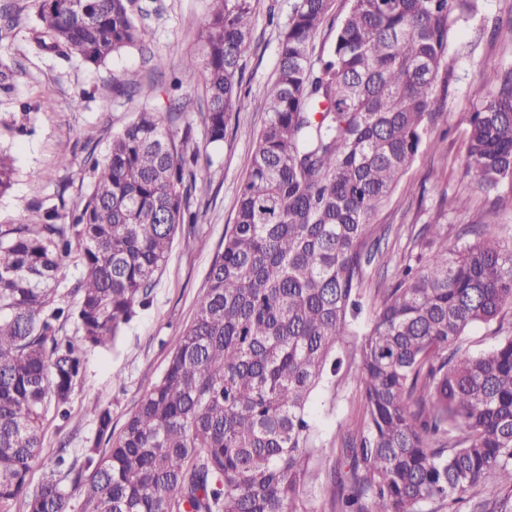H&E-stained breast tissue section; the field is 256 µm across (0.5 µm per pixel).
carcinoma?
Segmentation results:
<instances>
[{
    "label": "carcinoma",
    "instance_id": "obj_1",
    "mask_svg": "<svg viewBox=\"0 0 512 512\" xmlns=\"http://www.w3.org/2000/svg\"><path fill=\"white\" fill-rule=\"evenodd\" d=\"M38 50L101 65L147 31L131 0H35ZM200 38L207 144L224 142L241 98L256 0H210ZM334 0H294L266 120L253 137L234 224L224 232L162 378L119 434L94 409L82 461L43 456L48 415L69 416L84 355L107 349L149 303L178 229L192 228L199 152L179 116L145 109L90 156L91 189L67 214L0 227V512H512V334L472 353L464 336L512 310V246L490 224L448 246L425 224L394 279L364 308L373 216L448 107V47L479 0H350L315 39ZM127 92L138 75L111 76ZM468 120L465 168L492 191L512 182V72ZM15 169L0 152V195ZM70 288L59 272L74 252ZM72 322L79 337L62 334ZM358 363L359 426L337 448L310 411ZM44 468L29 488L35 463ZM69 480L72 490L62 484Z\"/></svg>",
    "mask_w": 512,
    "mask_h": 512
}]
</instances>
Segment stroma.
Instances as JSON below:
<instances>
[{"label":"stroma","instance_id":"1","mask_svg":"<svg viewBox=\"0 0 512 512\" xmlns=\"http://www.w3.org/2000/svg\"><path fill=\"white\" fill-rule=\"evenodd\" d=\"M293 0H256L253 49L243 65L241 104L231 112L223 145L207 144L200 114L205 109L198 68L203 43L199 31L208 0H133L136 22L148 35L95 67L36 51L31 41L34 0H0V66L12 73L10 89H0V149L14 159L10 191L0 196V225L35 224L45 208L66 213L90 190L88 153L105 158L114 133L143 108L180 112L194 126L193 145L201 159L194 203L200 211L197 234L205 248L177 239L156 276L147 307L117 337L112 350L91 351L75 387L68 420H49L44 450L66 447L68 459L81 458L97 435L94 409L112 410V427L121 431L140 396L164 374L176 339L193 318L210 265L221 248L227 224L233 223L238 189L250 165L252 134L266 119L265 91L276 75L279 43ZM512 22V0H480L476 23L463 26L448 49L455 80L448 110L422 147L390 200L377 212L374 226L382 235V253L368 270L367 293L390 281L415 226L444 224L456 238L470 224L497 225L512 241V183L494 192L478 187L466 174L468 116L481 95V74L512 70V34H479L477 24ZM164 67H156V60ZM132 70L140 84L133 96L116 95L113 73ZM180 89H173V80ZM50 108H43L44 98ZM467 201L455 210L456 198ZM361 418L355 378L338 389L335 414L323 424V437L336 440L337 423L356 427Z\"/></svg>","mask_w":512,"mask_h":512}]
</instances>
